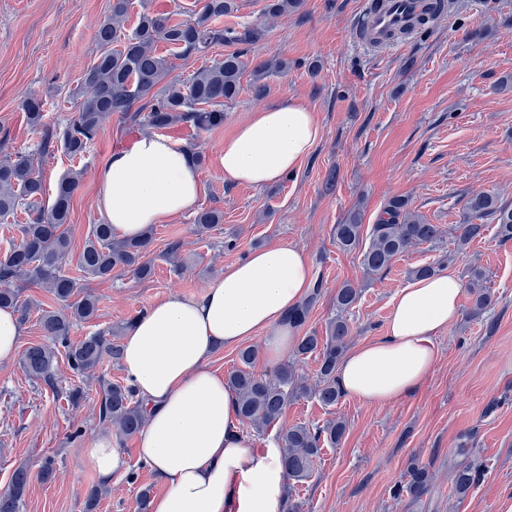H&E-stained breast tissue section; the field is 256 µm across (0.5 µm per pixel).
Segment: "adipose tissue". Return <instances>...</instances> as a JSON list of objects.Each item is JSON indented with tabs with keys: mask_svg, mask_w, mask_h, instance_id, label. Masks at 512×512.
<instances>
[{
	"mask_svg": "<svg viewBox=\"0 0 512 512\" xmlns=\"http://www.w3.org/2000/svg\"><path fill=\"white\" fill-rule=\"evenodd\" d=\"M321 134L315 113L294 101L253 113L224 140V181L277 182L299 167ZM95 182V205L119 238L186 213L202 191L191 152L157 134L112 153ZM311 279L302 250L272 244L225 266L201 296H169L130 326L121 359L148 416L139 455L163 487L151 512H286L282 450L241 430L237 396L211 358L262 332V368L274 372L294 346L287 316ZM462 289L450 270L401 288L383 336L360 343L341 363L342 392L367 404L413 394L439 362L436 338L456 319ZM85 460L103 480L124 465L108 433L92 441Z\"/></svg>",
	"mask_w": 512,
	"mask_h": 512,
	"instance_id": "1",
	"label": "adipose tissue"
}]
</instances>
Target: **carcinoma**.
I'll use <instances>...</instances> for the list:
<instances>
[{"mask_svg":"<svg viewBox=\"0 0 512 512\" xmlns=\"http://www.w3.org/2000/svg\"><path fill=\"white\" fill-rule=\"evenodd\" d=\"M302 0H266V19L275 20L296 12ZM455 0H431L418 25L451 12ZM130 0H112V11L99 25L96 40L99 54L83 71L81 88L86 97L75 116L61 129L45 128L40 147L45 153L51 144L58 143L73 159H80L89 144L98 135L102 124L117 113L133 126L164 130L183 122L199 131H207L224 121V103L236 98L240 79L246 64L244 52L237 49L193 72L186 80L170 77L172 64L156 53V43L165 42L183 55H207L216 44L240 45L258 41L263 30L244 26L222 28L215 26L220 18L237 10V0H202L193 17L173 22L169 17L144 12L138 26L131 32L124 29ZM271 70L286 71L284 60H263L253 67L254 93L265 92L264 76ZM140 104L135 110L133 106ZM21 106L30 125L39 127L44 118V101L34 95L24 96ZM83 170H71L57 182L53 202L43 208L45 195L42 177L36 172L32 159L21 153L0 160V219L8 220L21 209L29 210L28 221L16 224L19 243L0 255V308L11 307L26 319L30 307L19 301L17 281L35 280L44 285L55 300L70 310H43L38 318L46 342L25 349L20 359L22 371L31 379L49 386L56 384L59 355H64L70 369L86 375L95 370L104 359L119 358L121 348L101 335L86 336L77 343L69 340L75 322L95 317L97 301L90 294H82L80 281L62 270L65 258L72 250L66 224L70 217L72 198L80 183ZM467 218L453 228L456 252H462L474 239L480 237L489 219L498 225L504 239H512V206L499 203L497 197L486 192L472 194L466 204ZM224 215L216 210H203L195 224L208 229L222 223ZM364 227L358 215L334 228L336 244L345 251L361 248V267L369 276L386 272L392 261L409 249L436 245L442 239L439 225L412 210L408 201L391 198L384 206L379 221L369 230L368 245H363ZM152 232L138 239L117 240L112 225L107 222L90 227L79 251L80 271L94 279H110L112 271L122 268L139 279L153 273L145 256L151 251ZM472 304L469 316L478 318L492 306L493 296L481 285L485 274L478 268L469 271ZM321 281H316L303 303L288 314V322L301 327L320 296ZM360 299V291L346 283L336 291L335 309L326 326V335L306 332L298 337L294 356L302 361L318 357V372L309 383L292 363L280 366L269 375H257L252 370L255 350L247 348L239 353L241 366L228 378L238 397L240 422L264 434L274 428V435L283 452V465L288 480L294 484L310 478L315 459L324 443H336L346 431L340 418H333L321 426L305 423L282 425L280 420L288 406L301 397L316 399L326 409L335 407L343 396L336 379V371L352 335L348 315ZM100 419L112 424L119 437L139 432L147 424L143 400L137 398L131 385L106 383L99 409ZM484 474L483 463L473 459L455 463L451 480L456 493L466 495ZM407 480L393 487V497L408 494L419 498L427 493L434 477L425 467L411 464ZM29 469L20 465L12 471L10 489L0 494V512H21L30 486Z\"/></svg>","mask_w":512,"mask_h":512,"instance_id":"1","label":"carcinoma"}]
</instances>
